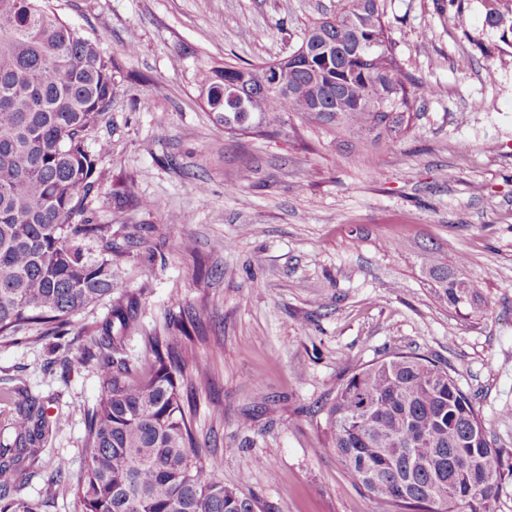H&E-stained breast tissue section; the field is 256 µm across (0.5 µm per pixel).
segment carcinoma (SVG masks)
Here are the masks:
<instances>
[{"mask_svg": "<svg viewBox=\"0 0 512 512\" xmlns=\"http://www.w3.org/2000/svg\"><path fill=\"white\" fill-rule=\"evenodd\" d=\"M0 0V338L31 328L58 335L78 312L119 287L112 234L93 224L86 200L104 183L102 159L90 133L112 107L115 68L98 45L41 5ZM485 26L512 31V0H488ZM320 33L332 46L330 62L361 40L367 53L336 80H315L300 56L286 79L298 97L265 93L258 80L277 62L226 60L200 78L203 96L227 130L249 118L224 103L239 90L258 99L251 111L270 121L295 112L308 123L340 132H368L377 145L408 128L416 86L393 54L379 0H344L332 16L310 22L303 38ZM424 265L448 308L477 309L483 283L451 275L433 252ZM184 322L176 332L150 336L148 370L131 376L124 343L110 335L99 367L102 391L86 415V464L76 485L58 461L53 492H75L81 512H261L220 478L223 456L200 463L187 413L191 397L181 381L209 379L204 363L187 374ZM7 432L0 431V512H38L8 499L14 472L35 460L46 418L18 388ZM329 448L382 512H495L503 461L486 438L479 413L448 366L394 352L352 373L327 409Z\"/></svg>", "mask_w": 512, "mask_h": 512, "instance_id": "cac0c4a2", "label": "carcinoma"}]
</instances>
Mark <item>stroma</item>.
Here are the masks:
<instances>
[{"instance_id": "stroma-1", "label": "stroma", "mask_w": 512, "mask_h": 512, "mask_svg": "<svg viewBox=\"0 0 512 512\" xmlns=\"http://www.w3.org/2000/svg\"><path fill=\"white\" fill-rule=\"evenodd\" d=\"M48 4L117 64L112 108L88 139L111 143L88 211L123 251L121 286L64 335L0 339V390L24 387L47 419L67 418L10 497L78 512L47 478L61 458L70 481L84 468L96 343L122 334L114 309L130 304L137 374L146 337L183 317L189 351L210 368L193 390L195 433L224 452L225 485L266 512H379L329 448L322 409L348 373L395 350L454 370L502 450L496 512H512V45L485 27L483 0H384L394 52L425 97L394 143L373 147L371 172L357 138L293 112L264 136L225 132L197 86L203 63L288 55L341 0ZM429 250L450 267L466 256L463 275L485 284L483 313L439 298Z\"/></svg>"}]
</instances>
